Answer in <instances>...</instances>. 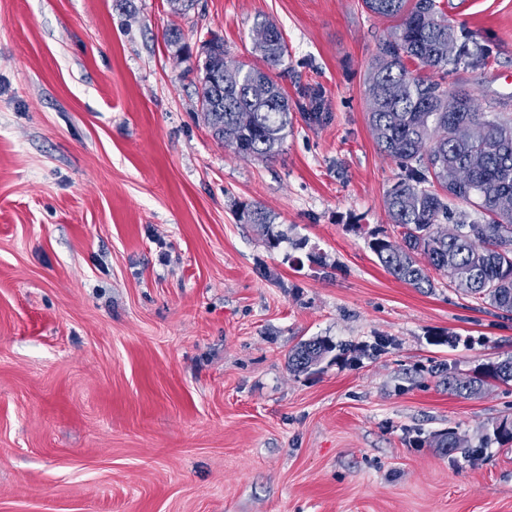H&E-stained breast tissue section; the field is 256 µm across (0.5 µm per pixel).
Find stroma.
I'll use <instances>...</instances> for the list:
<instances>
[{
    "instance_id": "stroma-1",
    "label": "stroma",
    "mask_w": 512,
    "mask_h": 512,
    "mask_svg": "<svg viewBox=\"0 0 512 512\" xmlns=\"http://www.w3.org/2000/svg\"><path fill=\"white\" fill-rule=\"evenodd\" d=\"M440 6L492 52L446 86L512 114V0ZM261 19L292 122L255 160L191 78L212 33L257 64ZM396 24L362 0H0V512H512V445H480L512 384L464 398L437 373L512 355V319L368 246L401 239L366 96ZM315 337L333 351L290 369ZM238 221L244 224H260L266 234V242L269 248H277L288 240L282 231H274V219L266 209L260 205L243 204L238 211Z\"/></svg>"
}]
</instances>
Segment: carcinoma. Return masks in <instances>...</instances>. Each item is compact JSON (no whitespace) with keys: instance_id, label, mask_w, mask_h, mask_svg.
I'll return each mask as SVG.
<instances>
[{"instance_id":"carcinoma-1","label":"carcinoma","mask_w":512,"mask_h":512,"mask_svg":"<svg viewBox=\"0 0 512 512\" xmlns=\"http://www.w3.org/2000/svg\"><path fill=\"white\" fill-rule=\"evenodd\" d=\"M363 4L373 15L399 19L371 59L366 93L375 142L400 169L387 191L386 207L390 222L401 228V243L375 236L369 247L390 274L421 292L434 288L428 268L446 269L459 292L512 317V118L478 111L462 85L453 88L461 95L458 111H448V87L435 78L462 64L484 66L488 52L472 33L456 31L438 0ZM255 29L264 31L255 41L263 65L240 66L234 84L217 87L214 72L224 66L226 50L224 39L214 36L202 46L197 81L212 135L236 153L259 159L278 151L291 118L288 95L270 75L288 56L282 33L266 19L256 22ZM416 63L429 73L411 68ZM473 123L486 128L481 142L468 138ZM450 164L465 167V183L448 185ZM450 197L471 203L475 212L452 210ZM238 221L261 225L270 248L288 240L274 230V219L260 205H241ZM448 223L460 225L461 234L441 236L439 225ZM333 349L326 339L308 340L288 364L303 371ZM437 372L449 393L472 397L488 380L512 382V356L485 364L472 378H459L444 367ZM493 440L512 444L511 419L495 423L480 447Z\"/></svg>"}]
</instances>
